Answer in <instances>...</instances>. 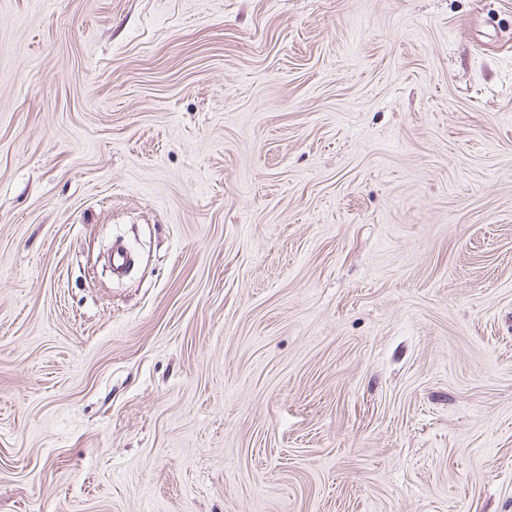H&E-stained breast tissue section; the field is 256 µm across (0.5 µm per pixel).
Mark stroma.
<instances>
[{
    "label": "stroma",
    "instance_id": "1",
    "mask_svg": "<svg viewBox=\"0 0 512 512\" xmlns=\"http://www.w3.org/2000/svg\"><path fill=\"white\" fill-rule=\"evenodd\" d=\"M0 512H512V0H0Z\"/></svg>",
    "mask_w": 512,
    "mask_h": 512
}]
</instances>
